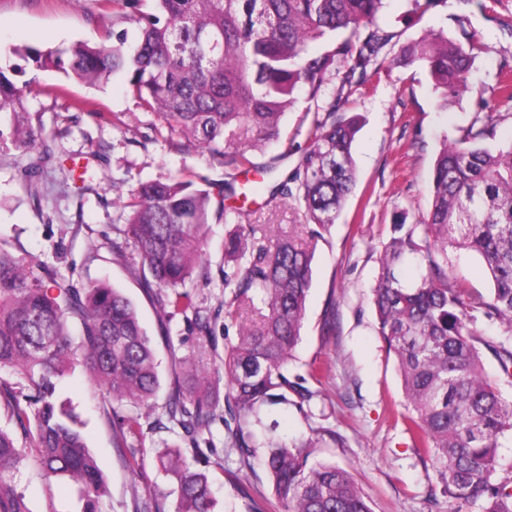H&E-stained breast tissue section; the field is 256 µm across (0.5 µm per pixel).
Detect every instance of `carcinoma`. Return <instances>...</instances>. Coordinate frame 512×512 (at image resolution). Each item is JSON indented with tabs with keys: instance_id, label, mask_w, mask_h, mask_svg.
I'll return each mask as SVG.
<instances>
[{
	"instance_id": "carcinoma-1",
	"label": "carcinoma",
	"mask_w": 512,
	"mask_h": 512,
	"mask_svg": "<svg viewBox=\"0 0 512 512\" xmlns=\"http://www.w3.org/2000/svg\"><path fill=\"white\" fill-rule=\"evenodd\" d=\"M155 11L116 15L136 25L137 35L112 32V43L77 42L65 49H13L37 69L54 70L88 85L125 78L128 91L164 122V140L179 151H202L224 166V190L214 199L202 185L179 177L146 182L118 196L130 210L124 234L141 269L167 290L169 315H194L182 288L193 281L206 241L210 211L245 215L224 200L236 196L237 175L255 167L251 151L284 138L282 121L304 87L315 99L336 63L341 87L353 88L373 74L388 73L384 52L393 35L373 19L383 0H154ZM483 44L430 33L406 50L426 67L437 105L469 91L467 75ZM342 99L309 124L308 146L273 187L272 197L295 204L304 221L321 229L335 223L353 192L352 147L360 117L336 114ZM0 144L30 151L40 136L32 125L23 89L0 67ZM500 119L485 104L484 125L460 139L443 138L430 184L429 213L393 225L384 246L371 302L379 334L395 357L407 403V429L458 504L457 512H512V478L501 475L498 448L512 441V399L485 370L476 346V323L497 319L505 331L490 346L499 367L512 375V143L486 147ZM482 258L493 282L489 294L473 292L448 274V248ZM418 269L412 281L401 266ZM34 260L0 248V380L3 406L24 442L0 428V512H32L17 489V464L38 458L45 477L71 482L83 512H102L108 484L81 432L72 401L61 389L76 368L106 388L112 403L130 412L115 415L119 436L142 431L156 410L160 378L151 339L132 301L99 283L78 289ZM237 291L224 301V319L238 324L236 343L224 352V374L209 372L210 350L184 359L205 374L172 390L171 419L195 439L209 429L219 403L236 422L231 443L251 455L243 425L263 406L299 404L313 393L288 380L301 339L313 283L312 251L293 234L271 225L236 224L224 238V284ZM225 392H220V389ZM321 438L288 443L268 432L263 466L281 512H372L345 469L312 459ZM160 463L178 480L174 512H215L206 472L166 449Z\"/></svg>"
}]
</instances>
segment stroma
Listing matches in <instances>:
<instances>
[{
	"mask_svg": "<svg viewBox=\"0 0 512 512\" xmlns=\"http://www.w3.org/2000/svg\"><path fill=\"white\" fill-rule=\"evenodd\" d=\"M486 10L466 0H384L377 24L392 32L389 76L370 79L351 92L346 110L359 115L363 126L353 146L357 183L335 224L314 240L313 287L289 379L305 375L312 361L326 364L321 381H308L315 396L297 407H264L261 424L245 425L256 447L250 464L228 447L223 419L199 436L202 455L197 463L213 481L217 512H270L272 484L261 457L265 428L291 440L307 439L327 429L337 441L323 440L317 459L348 470L368 498L373 512H454L442 485L432 475L407 432L406 412L394 356L388 355L371 307L379 259L393 224L414 221L427 212L429 187L442 137L457 139L480 128L481 102L490 98L501 70H512V0H486ZM152 9V0H128L118 11L133 15ZM113 8L100 0H0V66L16 64L12 46H66L78 40L97 42L113 28ZM441 31L454 41L478 34L484 45L469 74L467 92L448 109H439L421 63L402 61L404 50L426 33ZM24 86L32 124L52 151L51 160L39 152L0 146V247L27 254L76 288L101 282L130 298L152 340L160 362L158 406L185 380L184 357L196 351L201 334L194 317L160 312L162 291L147 285L127 248L125 256L112 251L122 241L128 212L116 200L117 190L137 188L147 181L182 176L207 179L213 189L224 183V168L207 154H185L157 139L160 118L146 111L115 76L94 87L53 70L25 66L16 74ZM340 86L331 77L319 101L299 91L284 118L288 140L307 142L304 113L327 109ZM253 169L239 182L256 184L246 207L250 223L297 225L307 236L302 217L293 206L274 198L275 184L297 163L280 144L267 143L255 152ZM270 174H263V167ZM222 217L211 216L206 256L194 274L190 295L200 317L211 327L213 353L223 359L224 348L236 342L238 329L224 322V301L235 285L224 282ZM450 276L473 291L485 293L490 275L474 254H449ZM84 423L82 433L105 475L110 496L103 512H134L133 494L156 501L161 512H174L176 482L161 467L158 455L166 447L189 449L183 431L171 422L116 438L103 392L84 373L64 382ZM18 487L32 512H81L73 487L66 481L46 480L38 461L28 457L19 467Z\"/></svg>",
	"mask_w": 512,
	"mask_h": 512,
	"instance_id": "obj_1",
	"label": "stroma"
}]
</instances>
